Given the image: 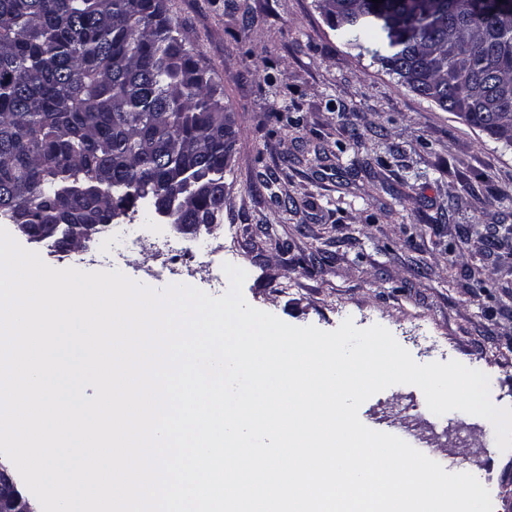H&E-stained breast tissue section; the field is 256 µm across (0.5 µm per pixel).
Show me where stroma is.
Returning <instances> with one entry per match:
<instances>
[{"label":"stroma","mask_w":512,"mask_h":512,"mask_svg":"<svg viewBox=\"0 0 512 512\" xmlns=\"http://www.w3.org/2000/svg\"><path fill=\"white\" fill-rule=\"evenodd\" d=\"M235 121L223 239L253 307L293 326L381 325L415 362L484 372L512 406V146L403 85L316 0H164ZM512 512L486 419H434L393 385L358 412Z\"/></svg>","instance_id":"obj_1"}]
</instances>
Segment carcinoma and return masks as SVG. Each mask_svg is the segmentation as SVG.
I'll use <instances>...</instances> for the list:
<instances>
[{
  "label": "carcinoma",
  "mask_w": 512,
  "mask_h": 512,
  "mask_svg": "<svg viewBox=\"0 0 512 512\" xmlns=\"http://www.w3.org/2000/svg\"><path fill=\"white\" fill-rule=\"evenodd\" d=\"M417 95L512 142V0H320ZM163 0H0V222L66 253L138 204L209 232L235 139Z\"/></svg>",
  "instance_id": "obj_1"
}]
</instances>
